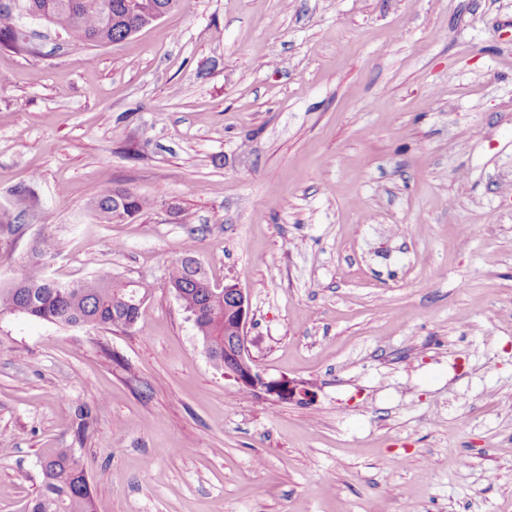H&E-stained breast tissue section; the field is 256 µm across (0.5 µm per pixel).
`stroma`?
<instances>
[{
    "instance_id": "35a3bbf8",
    "label": "stroma",
    "mask_w": 512,
    "mask_h": 512,
    "mask_svg": "<svg viewBox=\"0 0 512 512\" xmlns=\"http://www.w3.org/2000/svg\"><path fill=\"white\" fill-rule=\"evenodd\" d=\"M25 27L33 52L0 46V282L49 236L58 281L148 294L128 329L0 314V512L47 448L96 512H512V0H187L98 46ZM115 187L150 208L102 223ZM188 251L312 401L225 379L168 286Z\"/></svg>"
}]
</instances>
